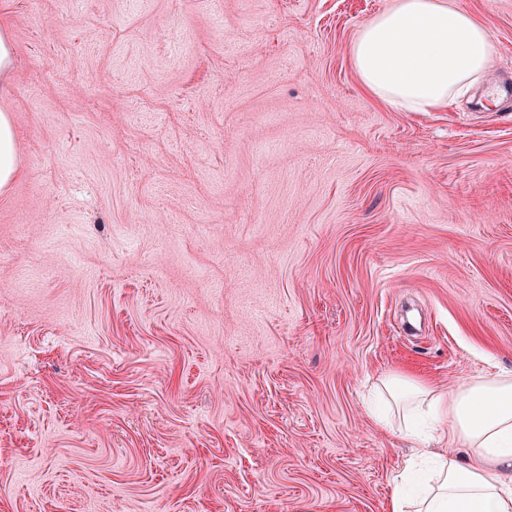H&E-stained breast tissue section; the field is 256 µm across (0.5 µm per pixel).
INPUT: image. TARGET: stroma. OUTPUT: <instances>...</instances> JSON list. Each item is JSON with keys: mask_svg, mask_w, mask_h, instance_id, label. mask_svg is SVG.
<instances>
[{"mask_svg": "<svg viewBox=\"0 0 512 512\" xmlns=\"http://www.w3.org/2000/svg\"><path fill=\"white\" fill-rule=\"evenodd\" d=\"M392 0H0V512H387L381 378L512 371V0L487 82L398 112ZM21 174L18 150L8 110L0 109V192L7 191Z\"/></svg>", "mask_w": 512, "mask_h": 512, "instance_id": "1", "label": "stroma"}]
</instances>
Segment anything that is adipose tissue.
<instances>
[{
    "label": "adipose tissue",
    "mask_w": 512,
    "mask_h": 512,
    "mask_svg": "<svg viewBox=\"0 0 512 512\" xmlns=\"http://www.w3.org/2000/svg\"><path fill=\"white\" fill-rule=\"evenodd\" d=\"M494 56L490 29L450 0H393L365 23L351 46L354 69L368 92L399 112L448 107L479 86ZM21 173L8 110L0 109V192ZM388 397L402 401L415 435L420 405L448 421L444 452L431 453L421 439L420 455L434 461L421 493L402 487L399 476L389 512H512V374L494 375L441 394L403 377L381 382ZM469 453L459 460L456 447Z\"/></svg>",
    "instance_id": "1"
}]
</instances>
